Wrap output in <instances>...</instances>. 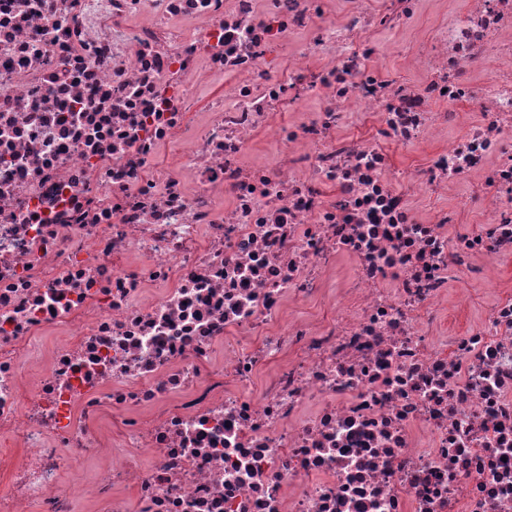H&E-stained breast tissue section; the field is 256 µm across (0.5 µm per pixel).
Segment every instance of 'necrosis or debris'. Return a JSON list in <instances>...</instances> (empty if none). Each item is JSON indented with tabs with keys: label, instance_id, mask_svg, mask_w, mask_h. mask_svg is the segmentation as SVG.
I'll list each match as a JSON object with an SVG mask.
<instances>
[{
	"label": "necrosis or debris",
	"instance_id": "4bbe7bcc",
	"mask_svg": "<svg viewBox=\"0 0 512 512\" xmlns=\"http://www.w3.org/2000/svg\"><path fill=\"white\" fill-rule=\"evenodd\" d=\"M419 3L0 0V512H512V0ZM440 20V17L438 14L432 12V11H422L415 20V31L418 32L422 31L426 28H430L434 25H436ZM405 33L401 35L391 34V33H380L376 35V38L384 41L386 43V46L388 47L387 52L384 54L383 57L379 58L377 63L378 65L385 69V70H391L395 71L399 66V52L395 51V45L397 43H403L405 45V49H408L410 47V44H408L407 40L412 38L414 33ZM458 288H466L469 290L473 297V304L470 311H451L448 317V325L453 331H463L470 326L471 320H477L483 310L486 290L480 281L462 278L457 283H454L451 288V294H454Z\"/></svg>",
	"mask_w": 512,
	"mask_h": 512
}]
</instances>
